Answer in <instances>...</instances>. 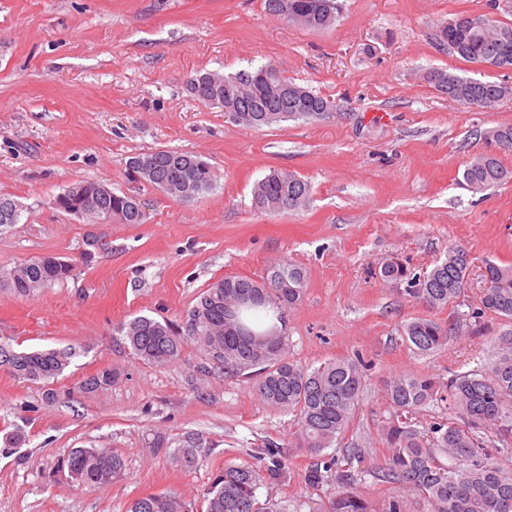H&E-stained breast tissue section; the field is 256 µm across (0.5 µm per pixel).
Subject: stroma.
<instances>
[{"mask_svg": "<svg viewBox=\"0 0 512 512\" xmlns=\"http://www.w3.org/2000/svg\"><path fill=\"white\" fill-rule=\"evenodd\" d=\"M335 24L312 31L266 14L262 0H0V195L18 202V223L0 226V270L52 255L75 264L72 278L33 297L0 290V339L16 349L78 351L51 383L0 371V512H126L135 499L174 492L200 501L226 460L282 447L286 475L258 490L283 512H326L335 475L316 487L301 476L311 457L295 448L294 414L267 407L253 375L213 376L190 386L186 360L159 368L134 357L119 329L137 316L178 322L227 276L260 279L288 262L305 273L300 301L285 309L288 358L316 367L333 358L368 366L355 418L331 452L364 449L357 489L378 502L401 494L380 480L386 453L375 424L383 388L398 373L440 379L486 369L512 322L469 319L484 263L512 264V181L469 192L462 173L490 151L488 128L512 125V101L492 110L459 104L423 75L440 69L512 83V69L464 62L439 30L459 12L512 14L491 0H340ZM275 62L285 76L336 104L314 121L259 130L236 126L190 92L197 72L224 74ZM173 149L202 156L214 189L175 201L126 178L130 156ZM312 185L306 208L261 213L254 184L271 170ZM100 181L138 196L141 224H93L55 198ZM473 260L467 288L428 312L402 286L384 282L396 257L429 270L448 248ZM92 249V265L81 263ZM458 324L444 349L422 355L402 338L414 318ZM120 379L103 392L80 381L103 368ZM23 430L14 446L9 436ZM202 434L206 461L184 469L166 448ZM75 448H108L122 478L88 489L69 475Z\"/></svg>", "mask_w": 512, "mask_h": 512, "instance_id": "1", "label": "stroma"}]
</instances>
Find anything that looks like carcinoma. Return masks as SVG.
Masks as SVG:
<instances>
[{
	"instance_id": "1",
	"label": "carcinoma",
	"mask_w": 512,
	"mask_h": 512,
	"mask_svg": "<svg viewBox=\"0 0 512 512\" xmlns=\"http://www.w3.org/2000/svg\"><path fill=\"white\" fill-rule=\"evenodd\" d=\"M335 0H288L286 19L310 30L331 26L339 13ZM481 27L461 23L440 30L439 40L459 58L485 67L497 65L494 58L509 52L512 24L483 16ZM271 70L288 87V98L276 96L259 78L262 68ZM254 71L224 75L204 72L201 87L191 89L203 103L221 109H240L238 125L260 129L288 120H315L318 109H334L335 103L312 90L290 81L272 62ZM447 78L449 98L463 105L493 108L507 96L512 86L497 81L461 76L442 71ZM486 139L505 151H512V125L485 132ZM155 168V181L171 182L170 198L180 200L188 191L196 197L213 188L217 175L210 165L198 167L200 157L170 149H156L135 155ZM512 179V170L504 167L494 154L473 157L463 171V183L473 193H481ZM312 195L311 184L294 175L271 172L257 181L252 190V206L260 212L299 211ZM112 210V220L120 224H141L144 215L124 192H114L104 202ZM472 258L461 248H450L444 258L434 261L422 275L413 274L398 258L385 262L379 271L388 282L406 283L405 292L436 311L455 302L464 293ZM74 267L55 256L30 259L15 268L0 272V288L21 297L34 296L42 289L72 276ZM483 289L471 318L486 313L512 320V265L486 261ZM284 286L283 306H292L302 294V269L288 262L265 270L259 280L228 276L206 289L186 313L184 321L174 324L138 316L122 325L120 333L133 354L158 367H170L185 361V349L193 345L203 353L204 361L190 368L189 377L200 380L215 375V369L232 377L246 371L259 376L257 391L270 408L296 417L295 447L315 458L304 473L306 485L314 487L325 474L338 468L339 459L324 453L345 435L354 419L363 388L361 364L336 358L309 368L286 358L283 336L277 328H267L257 318V309L266 303H245L224 328V305L236 296L264 289L265 285ZM453 323L444 324L434 317H418L404 325L403 340L418 352L430 353L444 348ZM76 352L66 349L20 351L0 341V370L28 382H49L61 376ZM118 372L103 368L84 381L89 392L112 387ZM389 416L378 421L377 431L387 452L378 476L387 483H399L405 494L395 496L377 509L356 490V481L364 455L353 448L346 456L340 486L327 512H416L420 505L428 512H512V469L501 466L496 455L501 449L491 445L483 432L496 430L498 441L512 435V330L502 335L498 357L488 371L453 375L446 381L424 374L392 376L384 387ZM448 405V416L426 429L414 426L412 416L430 403ZM208 448L197 434H189L169 453L173 462L192 468L204 461ZM454 460L449 465L442 458ZM66 466L79 484L103 487L121 478L125 462L121 455L106 448H75ZM285 463L279 448L266 446L254 456V462L227 461L217 471L203 494L201 505L187 502L173 493L139 498L127 512H278L276 504L260 501L257 490L268 479L284 473Z\"/></svg>"
}]
</instances>
